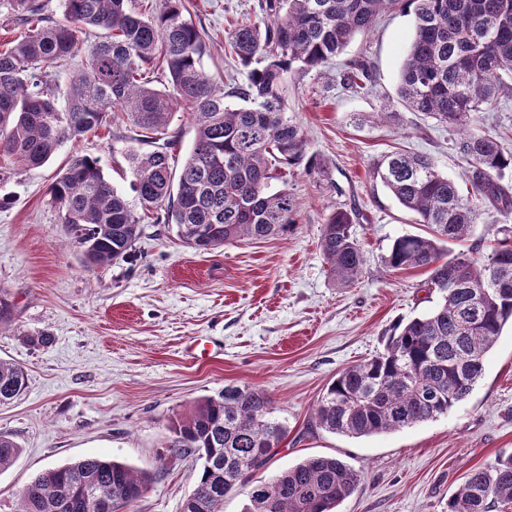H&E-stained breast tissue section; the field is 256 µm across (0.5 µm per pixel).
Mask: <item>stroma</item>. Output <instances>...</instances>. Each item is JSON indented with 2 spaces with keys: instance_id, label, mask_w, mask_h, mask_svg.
I'll use <instances>...</instances> for the list:
<instances>
[{
  "instance_id": "35a3bbf8",
  "label": "stroma",
  "mask_w": 512,
  "mask_h": 512,
  "mask_svg": "<svg viewBox=\"0 0 512 512\" xmlns=\"http://www.w3.org/2000/svg\"><path fill=\"white\" fill-rule=\"evenodd\" d=\"M206 32L205 70L216 79L246 73L224 53L227 21L253 16L258 0H184ZM412 7L385 13L341 57L289 76L288 115L301 127L323 174L295 169L287 189L296 226L269 241H242L197 252L166 225L144 221L127 259L89 271L61 224L49 186L75 153L99 158L120 189L128 183V123L65 145L42 167L0 161V292L14 304L0 328V359L23 366L28 388L0 406V432L20 454L0 471V512L36 475L92 456L158 470L128 512H179L193 490L195 456L172 457L169 421L225 386L265 390L288 426L271 469L312 455L338 457L361 475L340 512H444L463 477L512 455V326H505L467 400L413 427L351 438L310 429L308 421L336 372L371 357L395 322L433 309L420 269L393 272L383 262L393 240L424 234L370 175L374 161L405 149L430 154L439 170L465 183L456 132L406 111L398 97L401 65L413 35ZM367 59L369 93L336 80L344 61ZM386 110L401 124L374 121ZM359 210L354 232L366 264L348 288L334 285L319 247L336 209ZM50 335V346L30 337Z\"/></svg>"
}]
</instances>
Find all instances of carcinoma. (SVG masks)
<instances>
[{
  "instance_id": "cac0c4a2",
  "label": "carcinoma",
  "mask_w": 512,
  "mask_h": 512,
  "mask_svg": "<svg viewBox=\"0 0 512 512\" xmlns=\"http://www.w3.org/2000/svg\"><path fill=\"white\" fill-rule=\"evenodd\" d=\"M401 3L415 10L398 95L409 111L459 131L455 147L471 190L462 193L427 153L387 154L371 169L429 229L395 238L385 267L425 270V286L440 301L393 324L380 352L343 368L324 388L310 428L354 438L448 413L471 394L487 352L512 321V238L497 240L484 258L446 251L470 238L480 212L512 214V187L503 182L512 153L484 130L482 118L483 105L512 95V0H259V14L225 32L224 53L246 69V82L224 86L202 67L206 44L182 0H63L65 24L46 22L41 0H8L3 29L10 39L0 44V156L39 167L118 119L136 129L125 150L130 192L112 184L98 158L77 153L49 189L84 263L101 268L125 258L140 224L153 216L199 252L275 238L294 226L296 202L272 181L301 165L312 172L317 163L287 116V75L330 62ZM93 32L86 68L67 76L62 100V67ZM157 73L160 87L153 85ZM340 82L369 92L370 63L349 62ZM180 110L190 116L194 139L176 173L170 159L181 140L170 126ZM359 216L337 209L321 228L329 275L343 288L358 281L366 263L353 230ZM27 385L22 366L0 360V405ZM170 430L169 454L200 461L181 512H224L216 483L247 488L244 476L268 469L288 434L265 391L232 385L170 419ZM18 454V444L0 433V470ZM155 478L109 457H86L39 473L20 493L17 512H95L78 499L87 484L126 508ZM360 481L335 456H308L261 481L264 493L246 492L245 512H339ZM506 506L512 508V456L470 470L448 498V512Z\"/></svg>"
}]
</instances>
